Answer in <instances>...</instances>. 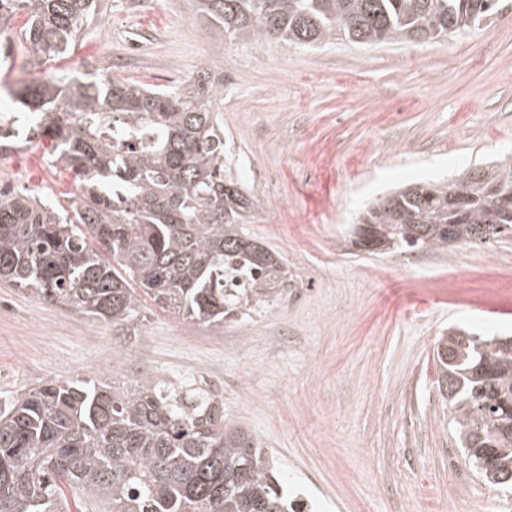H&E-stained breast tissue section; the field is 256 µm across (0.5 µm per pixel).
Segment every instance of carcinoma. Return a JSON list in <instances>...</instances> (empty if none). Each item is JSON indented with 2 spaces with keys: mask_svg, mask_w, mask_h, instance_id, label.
<instances>
[{
  "mask_svg": "<svg viewBox=\"0 0 512 512\" xmlns=\"http://www.w3.org/2000/svg\"><path fill=\"white\" fill-rule=\"evenodd\" d=\"M499 0H195L216 48L232 39L316 47L437 40L497 13ZM103 0H0V31L29 17L36 65L65 55L99 20ZM224 87L199 75L174 88L48 73L15 103L54 141L50 162L73 171L70 208L0 188V279L126 329L152 302L182 319L221 323L282 291L283 257L243 230L258 200L224 174ZM512 159L446 183L404 187L372 205L343 245L373 255L445 251L448 236L488 244L487 214L512 235L498 183ZM493 367L482 365V353ZM437 386L479 475L497 462L512 483V337L451 327L436 351ZM271 456L224 420L209 389L153 376L112 383L47 381L0 399V512H288Z\"/></svg>",
  "mask_w": 512,
  "mask_h": 512,
  "instance_id": "carcinoma-1",
  "label": "carcinoma"
}]
</instances>
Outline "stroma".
Listing matches in <instances>:
<instances>
[{"instance_id":"stroma-1","label":"stroma","mask_w":512,"mask_h":512,"mask_svg":"<svg viewBox=\"0 0 512 512\" xmlns=\"http://www.w3.org/2000/svg\"><path fill=\"white\" fill-rule=\"evenodd\" d=\"M65 58L32 68L0 34V85L39 72L224 84V163L260 202L246 232L285 259L267 307L219 324L144 308L135 330L0 281V397L43 382L157 376L218 392L310 512H512V488L466 460L436 384L449 326L512 336V239L445 252L351 255L358 213L400 185L512 154V0L439 41L216 48L192 0H106ZM50 139L0 158V185L70 206Z\"/></svg>"}]
</instances>
